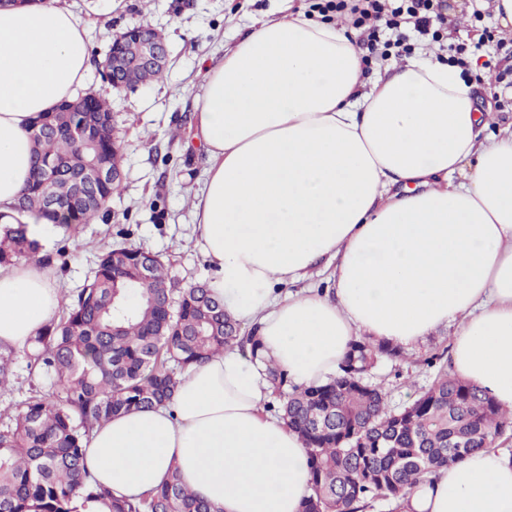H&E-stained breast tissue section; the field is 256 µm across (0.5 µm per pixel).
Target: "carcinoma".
Listing matches in <instances>:
<instances>
[{
	"mask_svg": "<svg viewBox=\"0 0 512 512\" xmlns=\"http://www.w3.org/2000/svg\"><path fill=\"white\" fill-rule=\"evenodd\" d=\"M82 117L56 106L30 130L33 172L17 209L75 232L92 223L122 182L83 190L74 179L90 162H121L109 102ZM55 197L61 204L48 208ZM50 262L27 224L0 223V264ZM35 343L46 390L32 392L0 428V512H85L111 500L110 512H214L178 472L138 501L112 498L92 481L86 442L114 416L173 403L184 372L239 347L254 361L259 341L240 335L207 283L179 288L161 257L133 245L109 247L92 276ZM400 352L355 339L335 375L306 387L264 363L273 400L266 409L301 437L310 457V492L301 512H363L372 502L393 512L438 470L492 447L512 427L478 385L439 370L412 403L388 408L368 381L380 357ZM15 351L0 347V389L14 380Z\"/></svg>",
	"mask_w": 512,
	"mask_h": 512,
	"instance_id": "cac0c4a2",
	"label": "carcinoma"
}]
</instances>
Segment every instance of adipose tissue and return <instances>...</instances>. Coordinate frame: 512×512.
<instances>
[{"label":"adipose tissue","instance_id":"adipose-tissue-1","mask_svg":"<svg viewBox=\"0 0 512 512\" xmlns=\"http://www.w3.org/2000/svg\"><path fill=\"white\" fill-rule=\"evenodd\" d=\"M92 68L88 27L59 0L0 11V223L32 175L29 130ZM192 202L209 280L264 360L308 386L355 337L412 349L451 331L456 372L512 410V122L476 106L446 62L367 76L356 33L305 13L239 28L204 61ZM331 271L333 296L280 289ZM61 304L50 268L0 270V345L32 349ZM269 384L235 350L191 368L174 402L96 426L91 476L136 500L171 469L216 512H299L300 436L264 410ZM403 512H512V460L483 450L412 490Z\"/></svg>","mask_w":512,"mask_h":512}]
</instances>
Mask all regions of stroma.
Listing matches in <instances>:
<instances>
[{"label":"stroma","instance_id":"35a3bbf8","mask_svg":"<svg viewBox=\"0 0 512 512\" xmlns=\"http://www.w3.org/2000/svg\"><path fill=\"white\" fill-rule=\"evenodd\" d=\"M89 25L94 65L87 87L106 98L122 147V189L105 214L66 235L45 226L39 240L50 257L63 296L76 294L109 245L127 244L160 254L177 286L209 280L211 268L195 244L192 200L201 188L207 156L195 144V112L202 92L201 58L221 59L236 28L255 18L309 10L314 0H68ZM449 32L439 40L409 32L412 52L447 55L451 46H473L472 56L492 73L512 70L503 41L512 31L494 19L484 0H444ZM148 20L166 37L169 65L163 81L114 90L100 66L112 33ZM441 328L398 358H380L371 380L382 385L390 407L411 403L435 377L425 360L449 350Z\"/></svg>","mask_w":512,"mask_h":512}]
</instances>
